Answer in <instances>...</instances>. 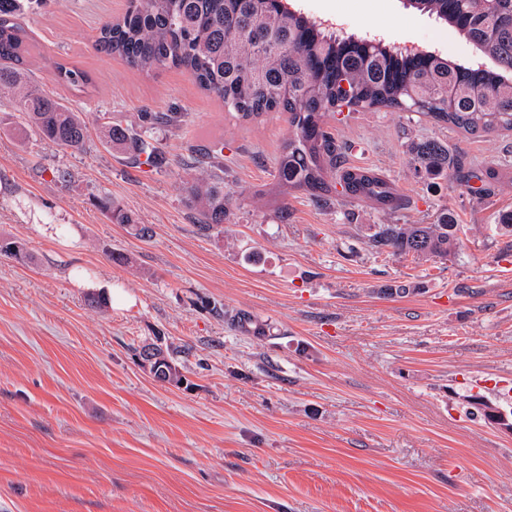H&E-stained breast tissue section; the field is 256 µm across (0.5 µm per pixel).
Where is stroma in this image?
Instances as JSON below:
<instances>
[{
  "label": "stroma",
  "mask_w": 512,
  "mask_h": 512,
  "mask_svg": "<svg viewBox=\"0 0 512 512\" xmlns=\"http://www.w3.org/2000/svg\"><path fill=\"white\" fill-rule=\"evenodd\" d=\"M340 35L479 52L406 0H291ZM128 0H19L31 81L82 113L81 152L35 132L0 97V512H512V432L475 404L512 410V131L479 137L414 112L335 113L347 166L395 183L408 208L272 195L286 115L244 121L183 71L150 74L97 52ZM89 76L71 86L57 64ZM181 112L146 130L169 160L133 163L103 123ZM433 137L468 183L428 185L407 151ZM224 172L232 204L201 230L187 181ZM498 174L487 183L488 170ZM130 216L113 223L100 203ZM459 226L445 262L376 255V224ZM149 227V236L137 226ZM124 257L111 261V253ZM122 305L93 308L82 272ZM168 351L181 384L156 382L139 350Z\"/></svg>",
  "instance_id": "stroma-1"
}]
</instances>
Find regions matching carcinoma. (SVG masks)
<instances>
[{"label": "carcinoma", "instance_id": "cac0c4a2", "mask_svg": "<svg viewBox=\"0 0 512 512\" xmlns=\"http://www.w3.org/2000/svg\"><path fill=\"white\" fill-rule=\"evenodd\" d=\"M18 0H0V92L22 112L40 137L63 148H83L89 128L81 113L30 85L23 67L31 45L11 22ZM411 6L455 28L499 69L456 64L436 51L404 54L352 35L338 36L324 23L288 8V0H129L124 14L102 24L95 49L140 72L163 68L186 72L203 90L241 119L270 112L287 115L290 134L277 169V191H303L325 205L333 190L382 211L404 206L394 182L368 169L345 167L325 118L349 110L416 112L471 136L512 131V0H409ZM58 80L86 84V73L57 66ZM177 112H143L154 126H173ZM106 144L117 145L132 162L161 167L165 155L136 127H104ZM408 153L417 174L448 178L460 159L435 138H412ZM338 185H333L332 181ZM200 227L224 223L231 197L224 176L210 174L186 183ZM460 225L443 211L434 224H377L369 244L377 253L415 260H446L458 244ZM0 255L25 261V247L0 239Z\"/></svg>", "mask_w": 512, "mask_h": 512}]
</instances>
